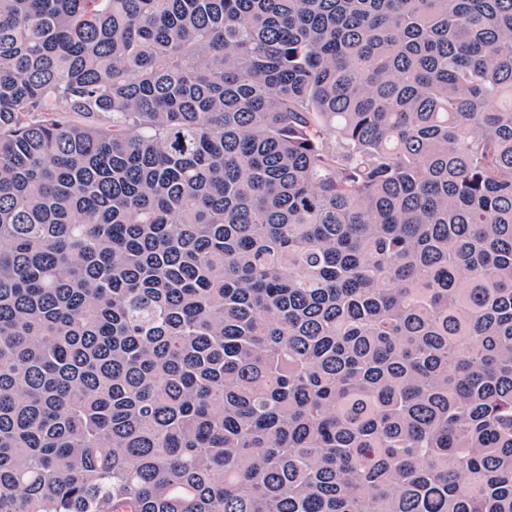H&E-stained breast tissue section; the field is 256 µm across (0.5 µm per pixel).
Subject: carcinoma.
<instances>
[{
    "label": "carcinoma",
    "mask_w": 512,
    "mask_h": 512,
    "mask_svg": "<svg viewBox=\"0 0 512 512\" xmlns=\"http://www.w3.org/2000/svg\"><path fill=\"white\" fill-rule=\"evenodd\" d=\"M512 512V0H0V512Z\"/></svg>",
    "instance_id": "cac0c4a2"
}]
</instances>
